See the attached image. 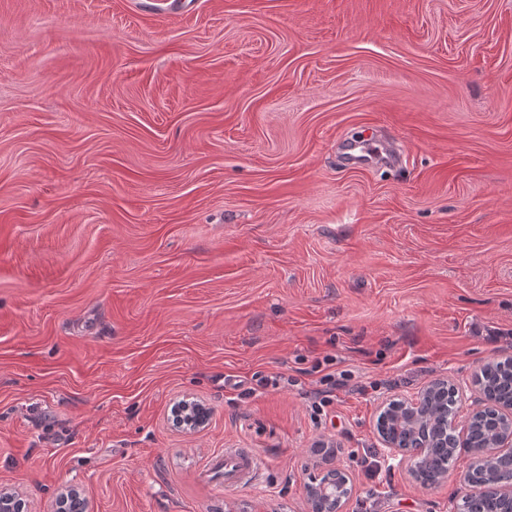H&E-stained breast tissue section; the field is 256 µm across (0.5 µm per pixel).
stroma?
<instances>
[{"mask_svg":"<svg viewBox=\"0 0 512 512\" xmlns=\"http://www.w3.org/2000/svg\"><path fill=\"white\" fill-rule=\"evenodd\" d=\"M361 136L399 163H346ZM507 357L512 0H0V488L29 512H305L321 443L345 512H450L471 454L424 488L377 416L448 379L464 427ZM227 448L260 477L212 482ZM350 380V376L345 374V372H340L336 375V371L329 372L325 374L320 382L323 385L328 386V390H317L314 392V398L316 399L313 402V409L315 412H323V407L330 404L332 399L330 394L333 390H336L337 387H345L348 385V381ZM180 419L177 420V427L182 428L187 425L191 430H195L202 426L208 419L209 412L206 407L200 403H194L193 405L182 403L177 406ZM379 435L381 436L385 447L390 449L391 455L399 457V462L401 463H410L412 470L415 459L423 453L424 448H406L399 446L397 441L388 432H382L379 433Z\"/></svg>","mask_w":512,"mask_h":512,"instance_id":"obj_1","label":"stroma"}]
</instances>
